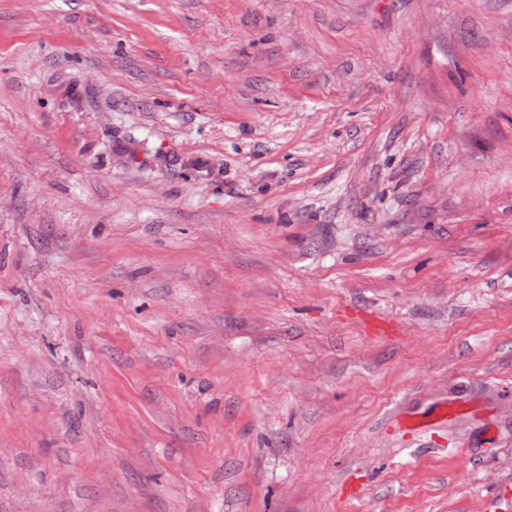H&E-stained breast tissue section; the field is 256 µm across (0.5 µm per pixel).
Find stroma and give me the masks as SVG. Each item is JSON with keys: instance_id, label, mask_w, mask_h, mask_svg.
<instances>
[{"instance_id": "1", "label": "stroma", "mask_w": 512, "mask_h": 512, "mask_svg": "<svg viewBox=\"0 0 512 512\" xmlns=\"http://www.w3.org/2000/svg\"><path fill=\"white\" fill-rule=\"evenodd\" d=\"M0 512H512V0H0Z\"/></svg>"}]
</instances>
